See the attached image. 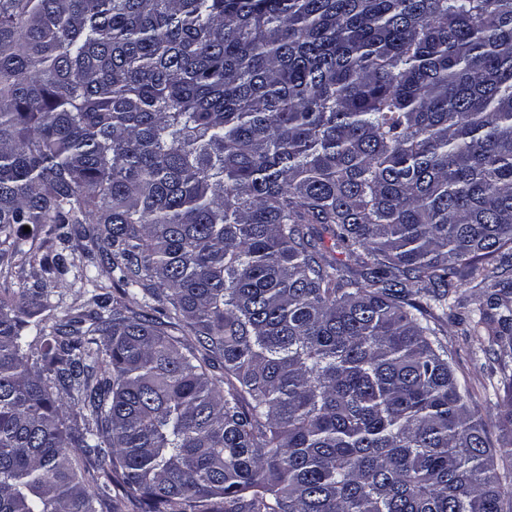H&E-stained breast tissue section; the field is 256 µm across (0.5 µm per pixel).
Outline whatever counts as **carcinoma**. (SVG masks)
Returning a JSON list of instances; mask_svg holds the SVG:
<instances>
[{
	"label": "carcinoma",
	"instance_id": "1",
	"mask_svg": "<svg viewBox=\"0 0 512 512\" xmlns=\"http://www.w3.org/2000/svg\"><path fill=\"white\" fill-rule=\"evenodd\" d=\"M44 224L124 290L0 294V512H512L440 339L466 279L512 344V0H0Z\"/></svg>",
	"mask_w": 512,
	"mask_h": 512
}]
</instances>
